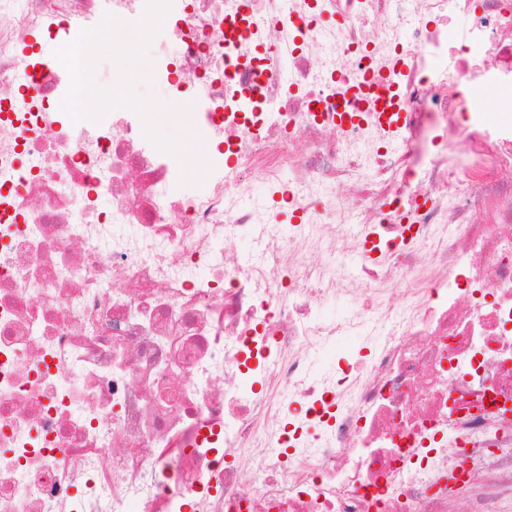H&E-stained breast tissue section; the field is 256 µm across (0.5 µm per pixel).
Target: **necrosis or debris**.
Segmentation results:
<instances>
[{"label":"necrosis or debris","instance_id":"obj_1","mask_svg":"<svg viewBox=\"0 0 512 512\" xmlns=\"http://www.w3.org/2000/svg\"><path fill=\"white\" fill-rule=\"evenodd\" d=\"M145 17L165 100L99 89L75 121L91 65L62 49ZM490 86L512 0H0V512H448L464 482L469 512H512V96L489 119ZM169 101L204 179L149 134ZM339 336L356 360L313 377Z\"/></svg>","mask_w":512,"mask_h":512}]
</instances>
